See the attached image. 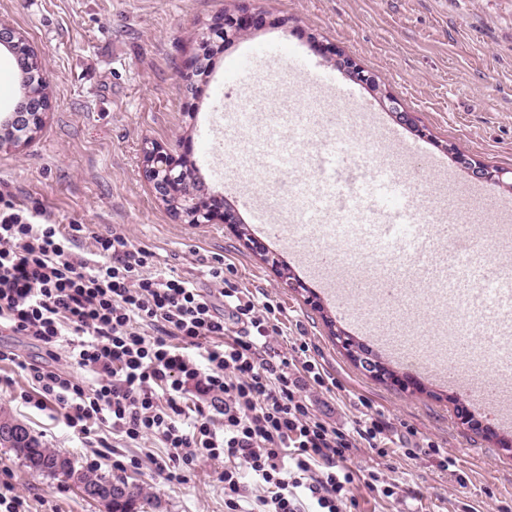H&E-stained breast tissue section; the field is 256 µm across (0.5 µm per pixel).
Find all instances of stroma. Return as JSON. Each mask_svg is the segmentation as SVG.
Wrapping results in <instances>:
<instances>
[{
	"label": "stroma",
	"instance_id": "obj_1",
	"mask_svg": "<svg viewBox=\"0 0 512 512\" xmlns=\"http://www.w3.org/2000/svg\"><path fill=\"white\" fill-rule=\"evenodd\" d=\"M246 13L253 17L250 27L233 35L211 26L215 17L237 20ZM0 18L41 56L51 101L32 141L0 151V193L45 211L51 223L85 225L86 248L93 235L119 230L132 245L150 248L159 269L191 276L207 292L219 293L208 270L223 261L225 281L280 306L282 332L273 349L291 357L307 344L330 381L326 388L303 382L314 413L348 428L369 410L392 441L384 456L351 450L349 512H512V452L457 414L458 407L474 403L481 382L498 377L495 363L459 365L471 381L464 396L414 371L378 341L387 333L399 345L415 339L430 366L439 367L444 338L458 333L457 311L446 299L405 280L398 294H381V273L371 266L369 245L359 240L349 245L354 263L325 269L314 250L296 243L263 238L254 251L228 225L179 223L142 174L145 143L186 139L187 158L198 165L206 191L222 192L242 224L252 222L251 210L242 207L246 197L267 221L292 223V213L276 204L295 187L288 172L244 168L241 159L267 141L270 110L283 99L313 111L320 132L334 136L340 129L332 123V99L302 85L287 62L258 70L244 87L228 80V69L245 48L278 39L323 63L337 82L370 101L387 126L443 160L430 175L437 212L476 210V220L460 223L457 232L480 242L485 261H498L512 254L503 213L512 184L484 181L470 165L512 170V0H0ZM204 42L211 48L208 72L187 84L183 73ZM342 57L372 74L376 86L340 69ZM218 86L230 102H262L254 124L225 133L227 179L221 183L204 165L200 129ZM349 126L359 159L385 160L404 174L424 167V157L392 152L358 114H351ZM487 184L493 194L482 193ZM274 259L290 269L291 283L272 269ZM356 320L364 332L354 331ZM335 327L381 356L396 380L376 378L353 361L332 336ZM28 388L26 373L0 362V411L70 457L76 468L91 466L142 487L151 498L147 512H225L224 488L216 479L222 462L198 461L185 483L168 482L154 466L166 455L158 441L127 443L108 430L82 440L57 410L25 403L21 394ZM419 436L456 458L457 476L440 471L435 455L404 456V447ZM1 467L32 512H44L48 500L60 512H105L73 483L33 472L0 447ZM371 470L396 482L392 497L368 490L363 477Z\"/></svg>",
	"mask_w": 512,
	"mask_h": 512
}]
</instances>
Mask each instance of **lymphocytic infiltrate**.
<instances>
[{"instance_id":"f902f5d3","label":"lymphocytic infiltrate","mask_w":512,"mask_h":512,"mask_svg":"<svg viewBox=\"0 0 512 512\" xmlns=\"http://www.w3.org/2000/svg\"><path fill=\"white\" fill-rule=\"evenodd\" d=\"M36 217L0 196V331L30 337L50 360L0 350L28 373L27 403L63 411L84 439L108 426L129 442L158 440L171 482L197 460L223 462L228 512H247L246 475L268 512H346L345 453L386 455V427L366 412L345 432L311 411L299 378L321 386L326 374L307 346L293 359L271 354L273 305L230 286L216 308L193 278L156 269L154 252L122 233L94 235L85 250L83 225Z\"/></svg>"}]
</instances>
